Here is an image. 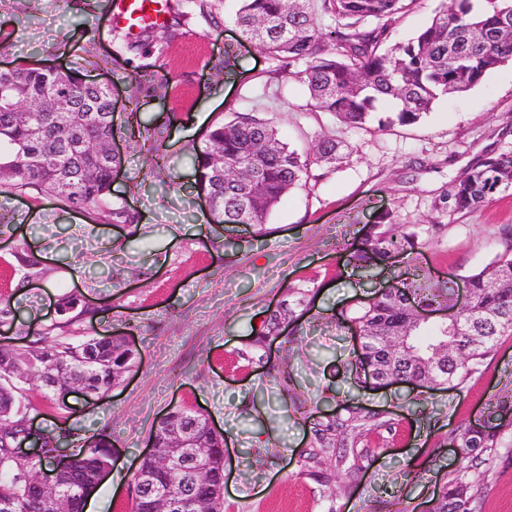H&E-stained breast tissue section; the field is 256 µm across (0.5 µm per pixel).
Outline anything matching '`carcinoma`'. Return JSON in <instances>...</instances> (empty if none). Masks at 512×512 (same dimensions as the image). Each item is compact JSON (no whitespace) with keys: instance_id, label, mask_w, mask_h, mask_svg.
Masks as SVG:
<instances>
[{"instance_id":"obj_1","label":"carcinoma","mask_w":512,"mask_h":512,"mask_svg":"<svg viewBox=\"0 0 512 512\" xmlns=\"http://www.w3.org/2000/svg\"><path fill=\"white\" fill-rule=\"evenodd\" d=\"M235 22L246 39L278 62V70L302 82L308 90V106L326 112L341 122L363 126L373 121L383 130L392 125H411L427 115L443 96L462 95L479 85L492 70L512 61V0H454L451 11L443 10L411 38L392 41L399 19L416 0H239ZM204 0H167L168 24L145 25L135 35L113 31V41L127 54H145L160 38L176 36L192 17V7ZM324 16L335 22L331 29L320 23ZM66 89L75 100L72 112H54L48 106L54 94ZM109 96L104 87L85 79L79 70L52 71L25 65L0 73V186L22 188L36 185L61 197L87 213L107 212L116 224H136L138 215L124 202L112 198V174L94 156L80 157L73 149L72 135L96 140L113 137L114 122L108 115ZM224 148V161L248 160L253 177L232 181L224 177V165L213 157V148ZM194 170L203 194L214 204L211 221L233 224L247 221L257 234L267 233L265 223L273 209L308 177L312 163H334L339 143L320 137L304 151L282 143L272 124L252 111L236 112L228 121L210 126L192 146ZM512 187V153L488 156L455 181L441 202L453 203L458 211H472L488 197ZM418 235L395 224H373L353 250L355 268L381 265L394 253L414 262ZM512 227L505 229L499 251L492 262L467 276L471 301L456 324H417L412 309L417 305L446 306L454 295L451 281L432 282L422 268L413 265L400 288L389 297H372L347 314L349 327L367 337L399 336L409 332L407 346L389 359L390 372L399 383L414 391L407 377L433 376L437 391L460 388L478 370L499 338L512 334ZM316 290L290 288V301L282 304L250 337L241 358L263 362L267 343L280 338L296 341L298 321L307 311ZM80 299L65 296L59 303L61 319L44 326L36 339L24 344L0 346V504L9 512H59L63 500L70 512H81L83 498L98 485L96 475L112 467L110 442L88 438L77 453L60 454L68 446V430L33 434L25 418L48 404L55 419L69 418L70 407L54 398V384L78 378L103 400L114 383V375L130 370L137 355L123 336L72 339L68 328L78 318L94 314L78 309ZM381 351L370 343L358 350L351 369L372 367ZM273 378L282 396L288 397L294 413L308 414L307 399L294 388L288 365H272ZM41 384L42 402L31 401L21 384ZM512 391L494 398L487 417L494 425L463 422L452 432L450 446L459 449L461 469L438 488L431 512H473L478 482L473 471L486 463L502 443L505 429L512 426ZM177 423L191 430L195 446L205 449L210 480L194 485L187 474L174 467L158 476L157 489L142 488L133 475L132 512H156L158 503L185 496L197 498L196 512H223L221 466L224 440L213 435L204 415L184 409ZM394 422L382 410H361L345 405L343 412L315 423L303 467L317 483L332 486L336 476L324 473L326 461L353 458L345 470L352 483L361 462L372 450L360 448L364 433L371 429L393 430ZM25 444L40 448L36 460L19 461L16 450ZM59 460L65 461L53 490L38 492L31 473Z\"/></svg>"}]
</instances>
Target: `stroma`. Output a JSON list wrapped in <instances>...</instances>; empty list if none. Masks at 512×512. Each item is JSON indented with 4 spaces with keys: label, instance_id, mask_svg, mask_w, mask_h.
I'll return each mask as SVG.
<instances>
[{
    "label": "stroma",
    "instance_id": "1",
    "mask_svg": "<svg viewBox=\"0 0 512 512\" xmlns=\"http://www.w3.org/2000/svg\"><path fill=\"white\" fill-rule=\"evenodd\" d=\"M235 0H205L180 36L143 59L114 57L106 0H0V72L28 64L80 70L112 86L114 143L121 168L112 184L137 224L89 215L38 187L0 188V297L13 310L4 329L16 341L56 318L60 298L78 295L96 316L77 332L131 336L136 367L97 405L76 393L69 427L103 437L125 459L90 496L89 512H131L135 462L160 416L173 405L205 414L227 448L224 512H428L436 486L457 467L449 436L478 422L499 392L512 389V335L463 388L422 391L358 386L350 362L356 336L342 311L410 270L407 257L363 276L346 265L367 224L391 215L423 244L418 263L431 280L455 275L449 303L463 300L462 277L490 262L512 226V191L460 213L442 203L452 183L484 155L512 151V63L464 95L439 99L420 122L387 131L356 127L310 111L305 87L275 73L274 62L232 21ZM235 51L226 59L225 48ZM256 108L280 138L300 147L336 139V163L311 165L306 186L285 196L266 235L211 223L193 176L191 147L214 122ZM150 123L133 142L131 118ZM166 165L151 166V148ZM439 232H432V225ZM318 288L291 344H273L269 361L287 364L311 413L295 418L258 364L240 356L292 288ZM384 409L395 431L363 438L381 451L350 488L329 495L302 474L300 455L315 420L345 403ZM476 512H512V433L483 466Z\"/></svg>",
    "mask_w": 512,
    "mask_h": 512
}]
</instances>
